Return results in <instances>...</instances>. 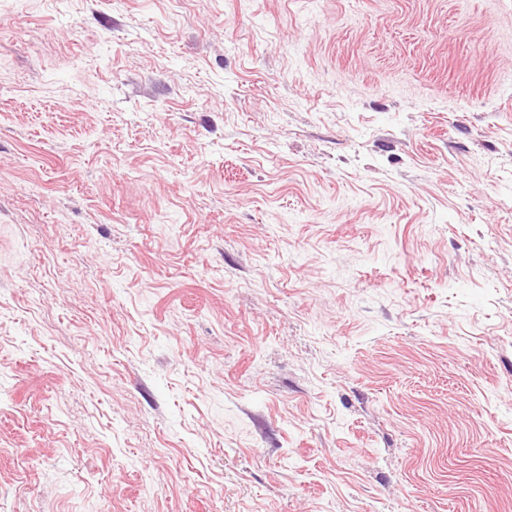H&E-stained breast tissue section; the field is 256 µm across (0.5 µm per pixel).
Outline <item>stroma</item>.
I'll return each mask as SVG.
<instances>
[{
  "label": "stroma",
  "instance_id": "35a3bbf8",
  "mask_svg": "<svg viewBox=\"0 0 512 512\" xmlns=\"http://www.w3.org/2000/svg\"><path fill=\"white\" fill-rule=\"evenodd\" d=\"M0 512H512V0H0Z\"/></svg>",
  "mask_w": 512,
  "mask_h": 512
}]
</instances>
